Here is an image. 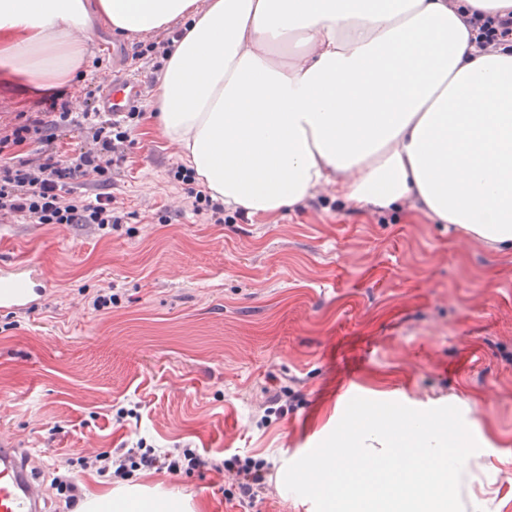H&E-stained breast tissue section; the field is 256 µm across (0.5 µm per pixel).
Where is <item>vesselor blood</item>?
Returning a JSON list of instances; mask_svg holds the SVG:
<instances>
[{
	"mask_svg": "<svg viewBox=\"0 0 512 512\" xmlns=\"http://www.w3.org/2000/svg\"><path fill=\"white\" fill-rule=\"evenodd\" d=\"M141 96L139 78L116 70L104 79L96 110L112 119L137 108ZM42 279V274L34 271L27 285L1 289L0 309L27 308ZM33 460L31 449L17 447L13 440L0 437V512H42L44 497L33 472Z\"/></svg>",
	"mask_w": 512,
	"mask_h": 512,
	"instance_id": "vessel-or-blood-1",
	"label": "vessel or blood"
}]
</instances>
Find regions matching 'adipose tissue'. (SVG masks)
Returning a JSON list of instances; mask_svg holds the SVG:
<instances>
[{
    "mask_svg": "<svg viewBox=\"0 0 512 512\" xmlns=\"http://www.w3.org/2000/svg\"><path fill=\"white\" fill-rule=\"evenodd\" d=\"M512 0H0V67L68 81L94 23H183L156 87L162 135L213 196L265 217L333 187L354 207L414 199L512 248V50L463 17ZM85 512H173L131 494Z\"/></svg>",
    "mask_w": 512,
    "mask_h": 512,
    "instance_id": "ef3b65f1",
    "label": "adipose tissue"
}]
</instances>
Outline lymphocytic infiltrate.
<instances>
[{"instance_id":"1","label":"lymphocytic infiltrate","mask_w":512,"mask_h":512,"mask_svg":"<svg viewBox=\"0 0 512 512\" xmlns=\"http://www.w3.org/2000/svg\"><path fill=\"white\" fill-rule=\"evenodd\" d=\"M466 24L478 48L512 41V13L488 15L473 12ZM94 91L83 98L84 110L73 114L71 100L51 99L45 110L22 112L0 128V223L22 218L33 224H95L115 229L126 217L124 202L115 194V179L127 161L133 122L138 112L106 124L95 110ZM86 131L89 140L78 144L72 155H59L55 143L69 128ZM179 183L194 213L205 215L209 223L231 224L234 216L225 212L223 201L214 199L198 186L194 172L178 168ZM79 185L99 187L94 200L76 194ZM85 468L103 477L124 478L141 469L180 471L183 466L209 467L224 471L223 458L202 459L190 448H175L158 454L132 443L113 453L81 458Z\"/></svg>"}]
</instances>
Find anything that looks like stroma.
Returning <instances> with one entry per match:
<instances>
[{"mask_svg":"<svg viewBox=\"0 0 512 512\" xmlns=\"http://www.w3.org/2000/svg\"><path fill=\"white\" fill-rule=\"evenodd\" d=\"M115 42L142 81L120 173L125 224L0 223V268L34 261L46 279L28 309L0 312V437L34 449L48 512L63 508L50 483L70 461L88 497L138 490L181 498L185 512H315L283 476L340 421L345 381L371 400L458 407L480 446L465 465V512H512V250L465 239L409 201L352 209L328 187L290 212L207 223L173 179L181 152L152 111L157 71L132 59L135 38L100 22L61 88L0 69V118L83 96ZM100 288L115 301L95 312L86 298ZM138 439L270 471L248 497L227 472L139 470L108 484L76 464Z\"/></svg>","mask_w":512,"mask_h":512,"instance_id":"1","label":"stroma"}]
</instances>
